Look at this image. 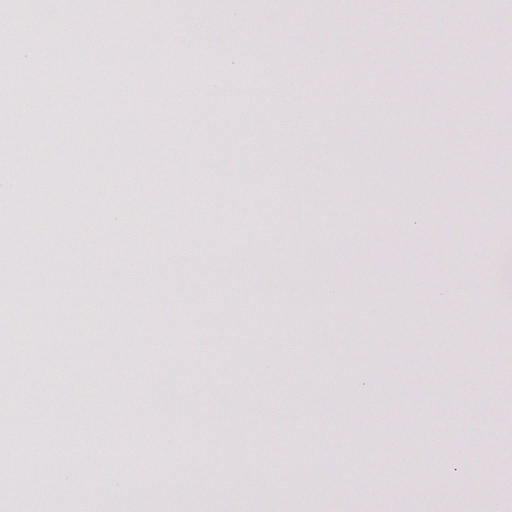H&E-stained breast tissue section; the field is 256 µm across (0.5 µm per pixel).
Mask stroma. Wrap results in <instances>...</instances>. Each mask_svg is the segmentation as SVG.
<instances>
[{
    "instance_id": "1",
    "label": "stroma",
    "mask_w": 512,
    "mask_h": 512,
    "mask_svg": "<svg viewBox=\"0 0 512 512\" xmlns=\"http://www.w3.org/2000/svg\"><path fill=\"white\" fill-rule=\"evenodd\" d=\"M387 7L253 0L262 20L249 31L225 28L210 0H151L141 27L160 29L168 44L153 55L130 52L123 17L104 20L96 0L69 9L64 31L50 17L22 15L28 44L64 37L66 71L44 72L29 54L22 70L45 89L40 121L25 124L27 98L8 89L0 144L21 142L19 154L45 170V203L66 195L73 218L25 248L35 289L20 293L0 278V441L23 420L66 427L73 442L89 429L108 441L139 422L136 440L104 463L70 457L48 475L149 491L155 512H197L206 502L235 512L254 485L267 493L249 499L248 512H325L339 500L348 512H384L398 497L410 512H453L448 437L466 433L478 449L471 484L495 512H512V296L489 294L483 278L498 260L476 244L491 226L512 224V179L501 177L499 153L512 144V98L489 92L512 84V0H403L389 33H371ZM463 22L483 28L482 44L463 39ZM182 27L197 38L182 40ZM95 38L97 58L86 52ZM243 42L256 49L251 112L243 97L207 96ZM187 59L189 82L180 75ZM89 69L101 102L92 114L79 109ZM63 78L71 96L53 91ZM340 98L350 111L337 110ZM92 134L110 143L103 194L88 190L85 158L60 147ZM324 140L344 149L315 173L309 164ZM14 157L0 158V182L13 187L0 195V254L11 250L5 234L19 213L43 222ZM253 158L264 167L261 191L282 203L249 214L225 198L224 180ZM353 164L351 202L341 174ZM378 182L387 187L379 206L370 190ZM90 205L100 223H77ZM145 208L154 223L128 239ZM94 250L101 262L90 275ZM160 250L168 265L143 277L145 258ZM451 253L462 301L454 310L430 291ZM158 291L167 297L160 318ZM60 297L66 310L39 318ZM113 304L125 320L102 324L96 310ZM270 307L297 329L283 332ZM147 334L158 341L148 357L139 344ZM272 368L281 374L274 385ZM363 378L371 389L359 388ZM367 448L382 459L383 478L352 465ZM239 454L259 465L236 477L227 462ZM278 476L297 482L299 504L272 488Z\"/></svg>"
}]
</instances>
